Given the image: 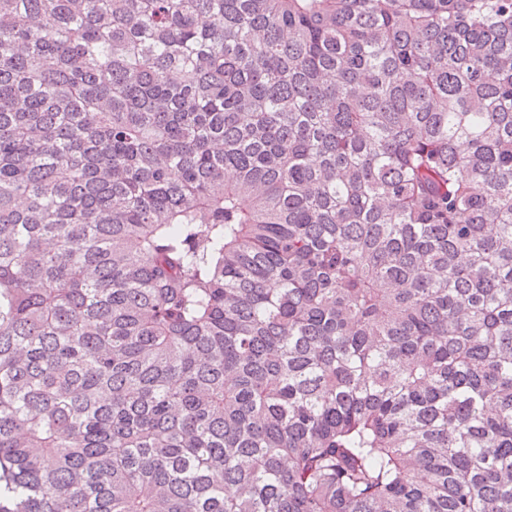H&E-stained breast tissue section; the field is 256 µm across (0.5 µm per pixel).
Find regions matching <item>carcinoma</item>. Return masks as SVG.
Wrapping results in <instances>:
<instances>
[{
	"label": "carcinoma",
	"mask_w": 512,
	"mask_h": 512,
	"mask_svg": "<svg viewBox=\"0 0 512 512\" xmlns=\"http://www.w3.org/2000/svg\"><path fill=\"white\" fill-rule=\"evenodd\" d=\"M0 512H512V0H0Z\"/></svg>",
	"instance_id": "cac0c4a2"
}]
</instances>
